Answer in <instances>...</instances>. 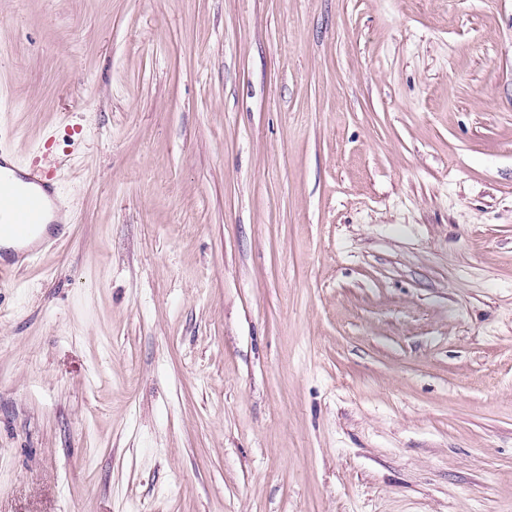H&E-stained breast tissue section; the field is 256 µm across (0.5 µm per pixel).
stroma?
I'll return each mask as SVG.
<instances>
[{
    "label": "stroma",
    "mask_w": 512,
    "mask_h": 512,
    "mask_svg": "<svg viewBox=\"0 0 512 512\" xmlns=\"http://www.w3.org/2000/svg\"><path fill=\"white\" fill-rule=\"evenodd\" d=\"M1 134L0 512H512V0H0ZM3 168L11 170L13 177L5 176ZM57 203L53 172L37 165L29 169L19 166L0 140V243L7 239L21 246L7 263L0 258L2 284L13 275L12 268L20 258H37L47 243L53 247L68 236V224L48 221V209L55 212Z\"/></svg>",
    "instance_id": "obj_1"
}]
</instances>
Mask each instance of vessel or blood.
Wrapping results in <instances>:
<instances>
[{
  "instance_id": "1",
  "label": "vessel or blood",
  "mask_w": 512,
  "mask_h": 512,
  "mask_svg": "<svg viewBox=\"0 0 512 512\" xmlns=\"http://www.w3.org/2000/svg\"><path fill=\"white\" fill-rule=\"evenodd\" d=\"M57 203L52 171L19 166L0 146V241L17 243L15 259L37 258L46 244H59L68 236V225L48 222V211Z\"/></svg>"
}]
</instances>
